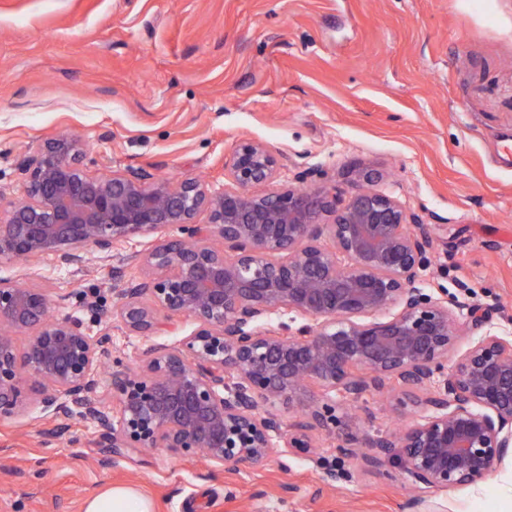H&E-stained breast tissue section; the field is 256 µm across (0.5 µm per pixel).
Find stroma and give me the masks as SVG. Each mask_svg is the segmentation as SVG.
I'll return each instance as SVG.
<instances>
[{
  "label": "stroma",
  "mask_w": 512,
  "mask_h": 512,
  "mask_svg": "<svg viewBox=\"0 0 512 512\" xmlns=\"http://www.w3.org/2000/svg\"><path fill=\"white\" fill-rule=\"evenodd\" d=\"M77 137L88 170L144 169L224 185L244 139L266 143L288 180L356 165L433 239L423 285L482 305L512 333V0H0V186L20 194L24 160ZM112 261L78 269L0 263L47 289L55 316L108 330L136 365L192 329L135 336L112 316ZM97 301L89 311L87 301ZM404 393L359 399L365 431L403 426ZM87 423L31 411L0 424V512H83L131 487L154 512H417L404 474L341 460L272 456L239 472L155 452L104 459ZM343 463L346 476L323 479ZM429 512H512V468L434 494Z\"/></svg>",
  "instance_id": "1"
}]
</instances>
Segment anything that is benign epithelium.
Segmentation results:
<instances>
[{"instance_id": "benign-epithelium-1", "label": "benign epithelium", "mask_w": 512, "mask_h": 512, "mask_svg": "<svg viewBox=\"0 0 512 512\" xmlns=\"http://www.w3.org/2000/svg\"><path fill=\"white\" fill-rule=\"evenodd\" d=\"M83 158L63 137L27 161L25 198L0 206V260L78 268L89 247L105 259L157 235L131 255L147 277L112 267L113 316L135 336H156L177 317L194 329L176 347H149L137 370L112 359L114 413L97 395L109 332L52 316L45 289L1 277L0 422L37 409L93 425L99 447L114 452L253 469L274 452L309 455L312 432L336 436V401L392 381L417 392L411 425L346 436L339 448L374 469L399 466L413 503L512 459V338L487 328L480 305L424 292L431 237L395 197L367 187L368 170L355 169L347 190L314 170L263 193L279 163L256 140L236 145L220 190L143 169L92 174ZM279 311L309 324L283 334L270 325ZM462 340L467 348L448 360ZM310 384L321 390L314 406L304 402ZM278 404L298 419L285 424Z\"/></svg>"}]
</instances>
